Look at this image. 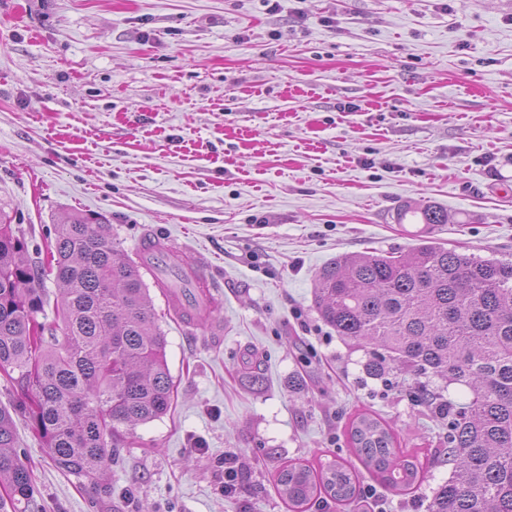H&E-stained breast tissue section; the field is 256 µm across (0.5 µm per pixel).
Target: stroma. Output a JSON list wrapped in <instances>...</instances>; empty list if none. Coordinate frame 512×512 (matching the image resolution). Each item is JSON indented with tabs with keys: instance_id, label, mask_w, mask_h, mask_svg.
<instances>
[{
	"instance_id": "stroma-1",
	"label": "stroma",
	"mask_w": 512,
	"mask_h": 512,
	"mask_svg": "<svg viewBox=\"0 0 512 512\" xmlns=\"http://www.w3.org/2000/svg\"><path fill=\"white\" fill-rule=\"evenodd\" d=\"M409 203L447 211L429 233L445 247L512 259V0H0V209L28 260L80 213L135 261L148 233L173 239L215 300L183 325L144 273L174 402L101 486L18 420L40 512H288L278 470L358 466L359 408L442 447L413 381L369 377L312 300L336 256L416 245ZM449 473L429 457L411 495L363 474L356 512H427Z\"/></svg>"
}]
</instances>
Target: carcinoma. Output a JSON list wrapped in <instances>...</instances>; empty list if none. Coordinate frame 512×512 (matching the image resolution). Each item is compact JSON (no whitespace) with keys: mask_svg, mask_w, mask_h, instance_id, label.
Masks as SVG:
<instances>
[{"mask_svg":"<svg viewBox=\"0 0 512 512\" xmlns=\"http://www.w3.org/2000/svg\"><path fill=\"white\" fill-rule=\"evenodd\" d=\"M429 230L448 223L435 205L406 206ZM48 265L25 260L27 243L0 210V372L21 390L19 408L0 405V512H27L35 486L16 449V415L38 434L54 465L95 484L112 464L126 430L165 415L173 380L166 336L157 324L140 265L130 261L104 225L75 214L53 225ZM59 288L56 323H40L39 282ZM313 304L342 340L366 349V373L395 369L415 383L419 401L447 421L439 450L451 474L429 512H512V260L463 254L426 235L396 255L344 254L314 279ZM448 388L470 389L462 405ZM349 448L382 485L418 490L419 457L400 447L378 413L350 421ZM292 512L329 498L347 509L360 493L358 473L338 461L320 469L291 462L276 476Z\"/></svg>","mask_w":512,"mask_h":512,"instance_id":"cac0c4a2","label":"carcinoma"}]
</instances>
